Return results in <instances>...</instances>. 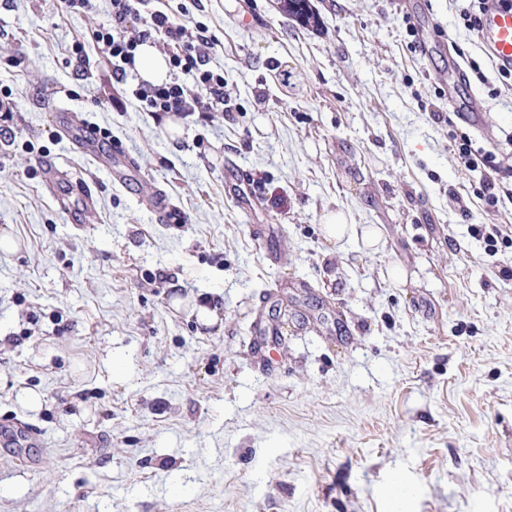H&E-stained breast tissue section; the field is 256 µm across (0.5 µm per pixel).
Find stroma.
I'll list each match as a JSON object with an SVG mask.
<instances>
[{"mask_svg":"<svg viewBox=\"0 0 512 512\" xmlns=\"http://www.w3.org/2000/svg\"><path fill=\"white\" fill-rule=\"evenodd\" d=\"M311 3L314 28L274 0H150L216 35L208 67L237 106L173 140L70 56L100 57L107 0L85 17L0 0V229L19 244L0 251V422L38 434L0 447V512H512V280L493 267L512 254L467 233L512 211L458 166L446 62L403 17L452 30V52L480 44L451 0ZM472 90L477 142L505 149L512 89ZM54 102L120 140L187 223L54 138ZM49 155L94 191L81 226L44 186ZM339 210L381 227L377 249L326 237Z\"/></svg>","mask_w":512,"mask_h":512,"instance_id":"obj_1","label":"stroma"}]
</instances>
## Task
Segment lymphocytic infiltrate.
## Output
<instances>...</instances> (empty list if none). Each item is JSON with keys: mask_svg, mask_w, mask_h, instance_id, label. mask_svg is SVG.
<instances>
[{"mask_svg": "<svg viewBox=\"0 0 512 512\" xmlns=\"http://www.w3.org/2000/svg\"><path fill=\"white\" fill-rule=\"evenodd\" d=\"M146 0H110L106 19L96 24L90 37L108 49L110 78L118 84L128 81L139 43L153 40L168 56L178 76L159 86L139 85L131 94L157 117L175 115L183 119L209 120L213 113L233 111L230 95L224 90L222 73L207 69L206 51L216 44L203 24L188 25L173 13L146 11ZM457 163L470 172L482 173L480 195L487 206L512 203V184L485 178L488 170L504 171L496 154L477 146L468 130L453 134Z\"/></svg>", "mask_w": 512, "mask_h": 512, "instance_id": "1", "label": "lymphocytic infiltrate"}]
</instances>
